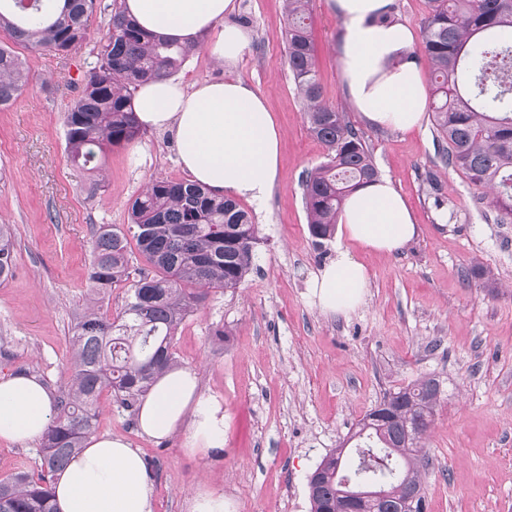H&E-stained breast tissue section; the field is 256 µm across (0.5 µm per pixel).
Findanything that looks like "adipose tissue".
Listing matches in <instances>:
<instances>
[{"instance_id": "ef3b65f1", "label": "adipose tissue", "mask_w": 512, "mask_h": 512, "mask_svg": "<svg viewBox=\"0 0 512 512\" xmlns=\"http://www.w3.org/2000/svg\"><path fill=\"white\" fill-rule=\"evenodd\" d=\"M390 2L328 0V6L342 24L341 79L357 112L372 126L407 131L422 124L427 91L413 31L382 17ZM124 8L147 32L192 44L207 36L208 56L228 69L250 46L249 31L227 21L236 0H125ZM133 104L141 127L170 134L191 181L264 206L278 174L281 132L251 83L169 77L139 85ZM337 222L348 245L309 282L314 304L335 315L354 311L369 286L351 245L389 254L416 234L410 209L387 177L351 193ZM54 415V400L37 378L23 372L0 377V439L35 442ZM137 421L152 439L183 432L192 452L224 445V405L201 390L197 371L189 368L156 379ZM53 491L57 512H153L154 484L140 450L110 434L91 437L57 473Z\"/></svg>"}]
</instances>
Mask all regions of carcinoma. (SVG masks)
Here are the masks:
<instances>
[{"mask_svg": "<svg viewBox=\"0 0 512 512\" xmlns=\"http://www.w3.org/2000/svg\"><path fill=\"white\" fill-rule=\"evenodd\" d=\"M421 52L430 65L433 124L444 165L493 192L501 218H512V0H427ZM311 0H286L285 48L311 134L326 161L302 181L309 232L327 239L344 200L377 176L372 155L345 113L323 99L318 57L309 26ZM94 0H63L50 13L42 0H0V31L16 45L68 54L89 36ZM195 45L143 32L112 0L107 29L79 96L64 117L73 166L99 169L105 149L141 133L133 96L150 79L172 76ZM34 82L19 54L0 45V106ZM129 224L92 226L88 283L106 294L131 281L113 319L96 308L80 316L72 337V368L56 399V415L42 437L40 473L19 470L0 479V512H55L51 477L82 448L97 421L103 392L133 411L154 378L178 366L173 348L185 318L207 291H233L250 272L259 244L249 212L236 199L188 181L160 179L136 197ZM15 233L0 224V281L13 275ZM151 265L131 278L132 248ZM442 384L428 376L394 391L358 423L354 454L336 448L309 478L311 512H338L340 480L379 485L384 500L367 497L354 512H426L422 440L439 406Z\"/></svg>", "mask_w": 512, "mask_h": 512, "instance_id": "1", "label": "carcinoma"}]
</instances>
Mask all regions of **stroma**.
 <instances>
[{
	"mask_svg": "<svg viewBox=\"0 0 512 512\" xmlns=\"http://www.w3.org/2000/svg\"><path fill=\"white\" fill-rule=\"evenodd\" d=\"M111 2L95 0L89 38L75 52L19 48L35 82L0 108V221L16 234L14 275L0 284V376L28 372L55 393L70 377L77 318L90 306L117 316L129 288L90 292L92 225L126 224L129 203L153 180L185 177L165 133L145 130L107 149L92 198L88 173L67 157L63 117ZM232 20L253 33L237 68L224 71L200 48L179 75L250 82L282 136L272 193L252 212L260 238L252 270L235 291L210 290L174 340L180 366L224 403V447L192 453L182 434L142 436L108 394L95 434L140 449L154 512H189L203 486L223 491L230 512H310L308 478L321 459L386 392L433 375L443 394L424 438L427 512H512V219L442 164L432 119L406 132L364 123L340 80L341 23L327 0H312L323 97L344 110L418 226L393 254L354 248L369 273L364 303L346 315L320 311L308 283L339 241L309 233L301 182L326 151L285 61V0H240Z\"/></svg>",
	"mask_w": 512,
	"mask_h": 512,
	"instance_id": "1",
	"label": "stroma"
}]
</instances>
